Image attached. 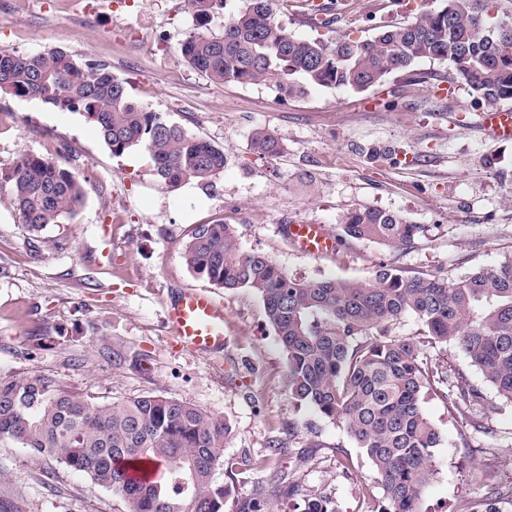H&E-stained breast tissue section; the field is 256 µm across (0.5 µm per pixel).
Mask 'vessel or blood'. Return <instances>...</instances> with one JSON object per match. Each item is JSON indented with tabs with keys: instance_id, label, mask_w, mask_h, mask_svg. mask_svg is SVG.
<instances>
[{
	"instance_id": "vessel-or-blood-1",
	"label": "vessel or blood",
	"mask_w": 512,
	"mask_h": 512,
	"mask_svg": "<svg viewBox=\"0 0 512 512\" xmlns=\"http://www.w3.org/2000/svg\"><path fill=\"white\" fill-rule=\"evenodd\" d=\"M481 125L496 140L512 139V109L481 113ZM284 234L301 251L321 255L335 249V237L321 224H291ZM227 317L222 302L207 291L186 290L167 306L165 323L184 349L218 354L224 350Z\"/></svg>"
}]
</instances>
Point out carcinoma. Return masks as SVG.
<instances>
[{
    "label": "carcinoma",
    "instance_id": "1",
    "mask_svg": "<svg viewBox=\"0 0 512 512\" xmlns=\"http://www.w3.org/2000/svg\"><path fill=\"white\" fill-rule=\"evenodd\" d=\"M228 2L187 0L193 28L179 50L213 81H273L290 93L298 76L311 85L365 91L429 59L449 63L441 80L450 91L465 85L488 109L512 100V14L499 15L498 0H420L410 20L370 41L298 37L275 18L274 0H239L229 13ZM0 93L83 113L114 156L145 146L169 187L189 180L209 186L224 169L222 149L136 102L127 82L97 61L61 49H0ZM250 147L260 158L285 152L266 128L252 133ZM3 178L34 238L73 218L87 194L78 173L37 154L23 155ZM340 230L392 248L412 245L423 232L396 212L362 205L344 214ZM182 259L213 285L261 297L286 357L288 397L342 427L380 479L383 497L368 512H422L441 442L423 410L428 394L441 395L448 412L462 416L485 401L463 375L424 360L425 345L451 346L481 371L496 397L512 403L511 256L461 277L411 276L380 264L364 281H303L263 254L242 253L233 226L219 220L192 228ZM408 314L417 319L413 335H392V325ZM230 435L224 418L174 398L148 393L97 402L45 375L0 376V440L80 473L128 512H224L231 485L253 466L246 458L224 459ZM142 462L163 464L164 480L134 481L129 471ZM219 470L227 483L216 482ZM279 493L276 485L258 486L233 500L232 512H267ZM304 502V512H336L325 495Z\"/></svg>",
    "mask_w": 512,
    "mask_h": 512
}]
</instances>
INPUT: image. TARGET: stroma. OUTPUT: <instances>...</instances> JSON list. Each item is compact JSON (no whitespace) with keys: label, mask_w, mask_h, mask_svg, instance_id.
Returning <instances> with one entry per match:
<instances>
[{"label":"stroma","mask_w":512,"mask_h":512,"mask_svg":"<svg viewBox=\"0 0 512 512\" xmlns=\"http://www.w3.org/2000/svg\"><path fill=\"white\" fill-rule=\"evenodd\" d=\"M409 10L408 0H334L326 18L335 35L369 40ZM191 28L186 0H0V49H61L104 63L137 102L221 147L225 158L212 187L171 188L144 148L113 156L81 113L0 93V170L27 153L60 151L87 180L74 219L35 243L0 179V375H49L99 402L151 392L198 406L230 424L225 457L257 464L234 497L280 478L286 491L270 512H301L313 493L338 512H366L383 495L377 474L342 428L289 399L285 355L261 297L191 273L184 244L194 225L221 220L233 225L242 252L265 254L292 278L365 280L381 263L460 277L512 254V141L484 135L482 107L467 89L436 97L401 72L366 91L310 86L293 97L271 83L213 82L179 53ZM259 127L281 138L283 157L252 153ZM372 148L380 157H369ZM359 204L399 213L424 232L405 249L340 237L321 256L282 233L287 224L337 233ZM60 237L65 246H56ZM191 289L224 304L223 356L172 342L166 306ZM423 408L441 443L422 512H462L492 485L506 491L498 512H512V405L488 395L484 413L471 419L450 415L430 395ZM312 421L319 448L307 445ZM486 423L494 435L481 432ZM291 424L299 428L293 437ZM276 438L286 447H271ZM0 501L19 512H126L111 492L6 439Z\"/></svg>","instance_id":"stroma-1"}]
</instances>
